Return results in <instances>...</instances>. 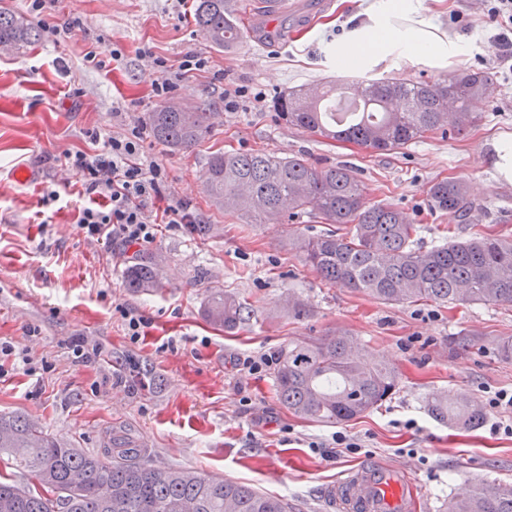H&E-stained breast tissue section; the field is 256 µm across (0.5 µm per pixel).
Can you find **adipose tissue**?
<instances>
[{"label": "adipose tissue", "mask_w": 512, "mask_h": 512, "mask_svg": "<svg viewBox=\"0 0 512 512\" xmlns=\"http://www.w3.org/2000/svg\"><path fill=\"white\" fill-rule=\"evenodd\" d=\"M467 50L462 38H451L421 15L420 0H377L366 20L346 40L337 42V61L356 70L373 67L392 55L425 60L445 69Z\"/></svg>", "instance_id": "obj_1"}]
</instances>
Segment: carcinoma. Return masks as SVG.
<instances>
[{
	"label": "carcinoma",
	"mask_w": 512,
	"mask_h": 512,
	"mask_svg": "<svg viewBox=\"0 0 512 512\" xmlns=\"http://www.w3.org/2000/svg\"><path fill=\"white\" fill-rule=\"evenodd\" d=\"M248 0H195L192 18L214 46L231 47L244 37ZM40 38L38 30L9 9H0V48L18 51ZM360 109L338 125L331 112L336 84L294 88L274 102L291 126L375 151L396 152L432 134L460 135L476 121L475 100L498 95L490 72L448 75L433 83L402 79L346 83ZM212 113L176 103L151 113L153 137L172 150L204 141ZM206 191L219 208L254 214L256 223H281L298 215L325 224L297 239L304 261L324 280L384 303L431 302L512 307V236L473 233L425 249L417 224L390 203L369 204L357 172L348 165L318 168L302 155L218 151L206 163ZM431 210L468 215V185L435 181ZM132 288L162 287L158 270L136 264L127 272ZM203 315L234 333L249 323L252 309L222 289L208 297ZM276 392L297 417L336 424L357 419L391 398L399 376L389 360L362 353L345 332L310 336L280 359ZM431 415L450 427L475 429L482 409L464 393H435ZM129 442H104V453H85L60 442L23 415H0V459L31 476L20 486L0 476V512H292L288 500L246 484L214 479L193 470L150 467L137 461ZM450 512H512V485L464 482Z\"/></svg>",
	"instance_id": "carcinoma-1"
}]
</instances>
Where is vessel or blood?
<instances>
[{
  "mask_svg": "<svg viewBox=\"0 0 512 512\" xmlns=\"http://www.w3.org/2000/svg\"><path fill=\"white\" fill-rule=\"evenodd\" d=\"M323 496L342 512H419L421 507L411 470L368 460L343 470Z\"/></svg>",
  "mask_w": 512,
  "mask_h": 512,
  "instance_id": "obj_1",
  "label": "vessel or blood"
}]
</instances>
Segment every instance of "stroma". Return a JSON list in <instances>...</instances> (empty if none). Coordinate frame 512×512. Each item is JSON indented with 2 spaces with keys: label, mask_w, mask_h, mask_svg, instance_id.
Instances as JSON below:
<instances>
[{
  "label": "stroma",
  "mask_w": 512,
  "mask_h": 512,
  "mask_svg": "<svg viewBox=\"0 0 512 512\" xmlns=\"http://www.w3.org/2000/svg\"><path fill=\"white\" fill-rule=\"evenodd\" d=\"M376 0H282L287 36L243 38L231 49L212 46L191 20L190 0H60L82 16L86 30L66 38L42 32L23 52L0 53V412L19 413L86 452H101L113 436L139 448L151 467L189 468L235 480L288 499L294 512H326L320 495L348 465L373 459L411 467L424 490V512H448L459 484H512V437L489 432L496 415L485 412L475 430L437 422L426 401L436 392H465L483 400L487 387L512 388V360L498 345L512 337V308L385 304L322 280L294 242L318 224L307 217L286 224H251L218 210L204 192L208 155L272 151L305 154L316 166L348 164L363 182L367 202L395 204L415 218L423 248L465 237L471 220L491 234H512V175L501 173L494 150L512 143V76L497 72V50L482 0H422L439 31L468 41V55L450 71L493 70L500 92L476 102L479 120L465 135H441L397 153H379L326 139L288 125L274 110L285 92L356 78L434 82L447 72L391 56L365 70L337 67L336 41L365 17ZM117 43L125 59L98 68L84 54L96 41ZM176 60L189 51L209 56L211 68L174 80L171 102L214 111L212 132L193 150L173 152L147 140V156L168 172L166 189L189 200L208 232L159 225L152 243L108 248L81 233L76 178L44 159L90 146L88 130L108 135L125 124H147L159 107L151 92L153 70L141 47ZM223 80H215V71ZM246 87L237 111L224 109V85ZM82 90L80 97L70 87ZM31 177L20 184L15 169ZM466 181L472 212L454 217L432 211L434 181ZM55 189L60 198L45 206ZM160 264L164 285L145 292L126 286L130 266ZM245 299L253 310L238 334L224 335L202 317L211 289ZM304 302L295 319L283 305ZM143 315L148 325L130 342L117 306ZM340 328L383 354L399 373V387L377 409L337 424L294 416L276 393L274 369L242 377L237 357L284 353L289 344ZM97 347L88 362L76 358L72 337ZM357 439L352 453L327 458L312 443L335 433Z\"/></svg>",
  "instance_id": "1"
}]
</instances>
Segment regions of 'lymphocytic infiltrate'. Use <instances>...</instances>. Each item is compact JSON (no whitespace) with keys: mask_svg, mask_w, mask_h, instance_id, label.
<instances>
[{"mask_svg":"<svg viewBox=\"0 0 512 512\" xmlns=\"http://www.w3.org/2000/svg\"><path fill=\"white\" fill-rule=\"evenodd\" d=\"M157 72L151 82L156 100H165L172 88L171 74L185 75L207 67L208 57L190 51L176 62L154 57L150 50L140 52ZM145 127L135 124L119 135L93 133L92 147L65 151L58 160L73 172L78 194L88 206L78 215L77 226L86 236L107 245L141 246L155 239L160 224H194L198 216L190 202L164 193L167 172L149 161L144 153Z\"/></svg>","mask_w":512,"mask_h":512,"instance_id":"f902f5d3","label":"lymphocytic infiltrate"}]
</instances>
